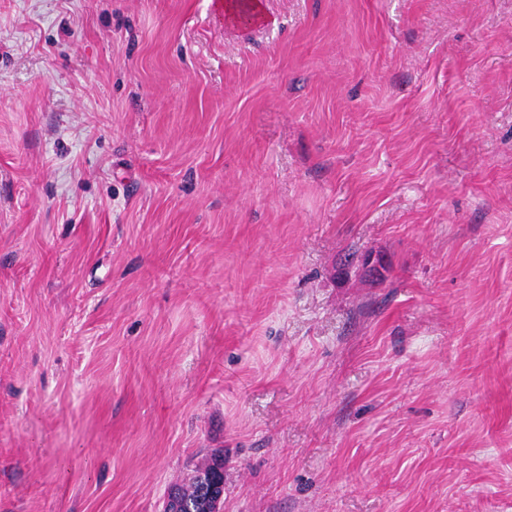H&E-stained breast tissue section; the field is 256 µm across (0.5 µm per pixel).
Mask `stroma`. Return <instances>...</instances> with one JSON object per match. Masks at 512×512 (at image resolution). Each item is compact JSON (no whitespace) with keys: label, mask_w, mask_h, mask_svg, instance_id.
I'll list each match as a JSON object with an SVG mask.
<instances>
[{"label":"stroma","mask_w":512,"mask_h":512,"mask_svg":"<svg viewBox=\"0 0 512 512\" xmlns=\"http://www.w3.org/2000/svg\"><path fill=\"white\" fill-rule=\"evenodd\" d=\"M0 0V512H512V0ZM217 2L219 1L215 4ZM215 7L227 22L250 24L265 20L258 0H224ZM212 463H205L201 467L195 469L186 480V483L177 487L174 491H176L177 495L186 501L198 502L200 499L199 494V476L202 472L207 471ZM216 473L214 477L212 474ZM223 474V464L220 461H216L212 464V469L206 474L202 475L200 482L204 486L205 496L200 500L204 502V509L207 511H212L210 509L211 506H218L219 501L223 497L222 489L223 485L220 483V475ZM209 505V507H208Z\"/></svg>","instance_id":"stroma-1"}]
</instances>
